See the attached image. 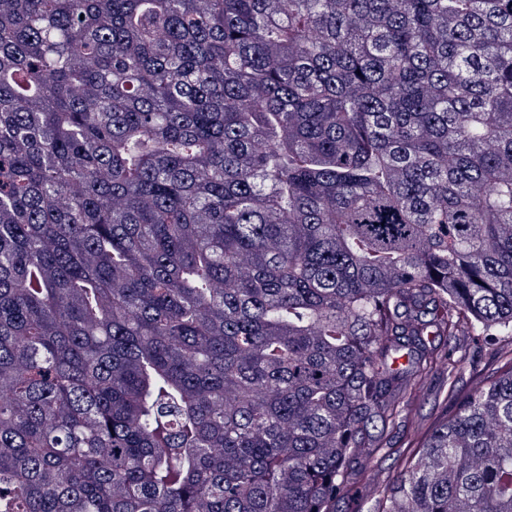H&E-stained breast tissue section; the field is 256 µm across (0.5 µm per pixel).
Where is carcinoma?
Segmentation results:
<instances>
[{"mask_svg":"<svg viewBox=\"0 0 512 512\" xmlns=\"http://www.w3.org/2000/svg\"><path fill=\"white\" fill-rule=\"evenodd\" d=\"M467 340L512 0H0V512H336ZM408 440L373 512H512V361Z\"/></svg>","mask_w":512,"mask_h":512,"instance_id":"carcinoma-1","label":"carcinoma"}]
</instances>
